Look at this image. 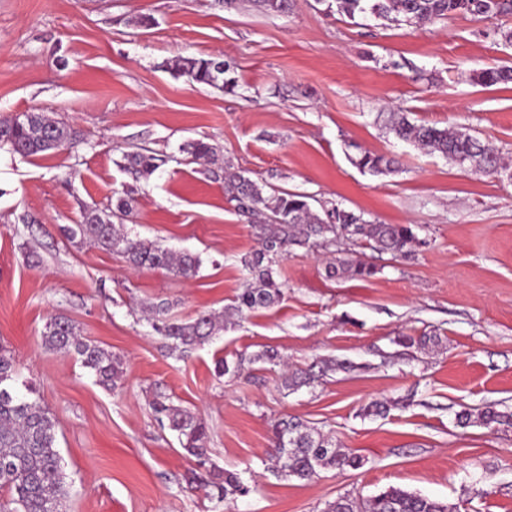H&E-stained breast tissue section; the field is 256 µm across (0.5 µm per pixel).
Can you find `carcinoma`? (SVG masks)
<instances>
[{
    "instance_id": "1",
    "label": "carcinoma",
    "mask_w": 512,
    "mask_h": 512,
    "mask_svg": "<svg viewBox=\"0 0 512 512\" xmlns=\"http://www.w3.org/2000/svg\"><path fill=\"white\" fill-rule=\"evenodd\" d=\"M254 5L268 13H285L290 0H253ZM337 12L349 18L369 12L398 26L430 23L450 15H468L482 20L512 14V0H336ZM175 67L190 81L232 92L238 85L230 65L219 57L180 58ZM477 81L486 87L512 82V66L495 65L482 70ZM390 131L400 140L415 143L437 152L460 165L466 163L487 173L501 168L499 150L490 143L482 144L473 136L449 129L410 122L400 115ZM79 132L70 124L55 120L43 112H26L11 119L0 120V145L23 157L42 156L78 141ZM187 153L197 160L214 161L217 148L204 140L188 144ZM123 170L134 180L148 177L158 168L157 156L149 151H127L122 156ZM353 165L373 175L394 172L392 161L385 156L365 152L352 160ZM214 178L224 182V194L235 208L246 216L259 239V247L242 255L240 263L248 282L236 295L225 313L201 312L183 321L168 316L171 305L160 302L149 308L148 321L154 331L168 341L171 351L182 358L224 333L226 322L233 316H245L269 309L283 297V284L276 279L277 268L294 249L318 252L327 250L340 240L361 241L381 253L399 258L415 255L418 239L409 224H376L363 215L338 205H321L316 211L310 196L270 189L238 172L222 169ZM134 188L117 198L116 210L109 213L90 210L83 222L65 229L72 239L78 238L102 250L119 253L128 266L137 271L161 269L176 278L190 279L199 273L203 260L191 252L176 253L157 240L131 238L124 224L112 218L125 217L132 209ZM328 277L367 279L376 273L373 266L360 260L338 258L326 267ZM42 345L64 355H76L83 368L96 382L115 389L125 374L120 358L95 341L81 336L76 325L64 317H54L41 336ZM281 360L278 352L265 349L250 358L239 357L230 363H216V373L240 375L258 362L272 364ZM345 361L322 359L306 369H295L282 376V388L288 391L310 385L336 370L349 371ZM36 389L21 379L17 360L0 350V512H63L68 495L67 483L57 449V421L40 399ZM152 413L162 428L173 432L184 454L203 468L209 462L207 427L190 410L167 399L156 397L150 403ZM463 427L479 424L495 430L512 428V412L486 406L479 411L464 408L457 413ZM271 430L275 449L268 456L269 469L279 477L312 481L322 469L363 468L368 458L345 451L320 429L298 417L273 420ZM209 478L199 481L192 473L188 483H200L207 495L224 503V512H231L239 498L251 492V486L236 470L210 468ZM324 512H457L444 501L407 490L389 487L369 498L344 495L327 503Z\"/></svg>"
}]
</instances>
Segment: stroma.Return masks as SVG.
Wrapping results in <instances>:
<instances>
[{"label":"stroma","mask_w":512,"mask_h":512,"mask_svg":"<svg viewBox=\"0 0 512 512\" xmlns=\"http://www.w3.org/2000/svg\"><path fill=\"white\" fill-rule=\"evenodd\" d=\"M509 30L512 15L408 27L351 19L326 0H292L282 14L251 0H0V118L45 112L81 135L44 156L0 148V347L58 421L66 512H228L188 487L194 463L155 421L157 394L205 421L212 463L255 482L229 512H323L337 497L392 486L458 512H512V429L455 420L464 406L512 411V168L489 176L389 131L401 113L512 158V83L476 80L512 65ZM209 55L229 62L235 91L170 67ZM198 139L217 146L216 163L184 153ZM136 148L161 160L137 181L119 166ZM364 151L396 159L397 171L362 173L350 157ZM225 165L370 221L412 225L426 244L397 260L343 245L344 257L377 267L366 280L327 277L329 255L296 250L282 264L280 304L178 359L144 308L166 300L181 320L223 311L245 285L241 256L257 245L212 174ZM129 185L130 236L200 254L195 278L135 272L119 254L67 237L85 210H108ZM54 316L122 358L116 389L43 347ZM424 333L440 346L400 342ZM268 347L284 365L216 375L217 359ZM329 357L353 371L282 389L284 367ZM376 399L387 415H366ZM283 415L332 433L367 465L310 482L274 476L264 462L271 423ZM477 81L486 87L512 82V66L495 65L483 69L477 76Z\"/></svg>","instance_id":"1"}]
</instances>
